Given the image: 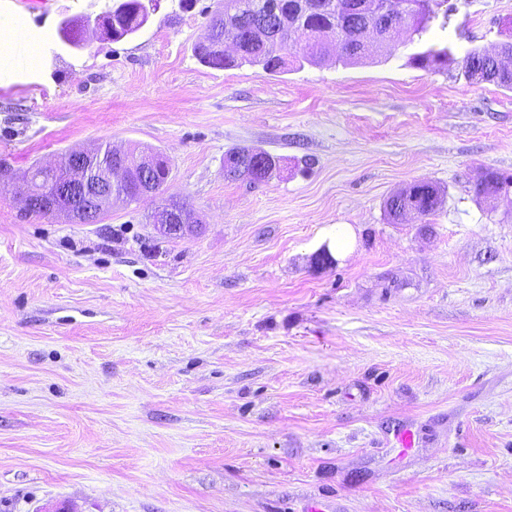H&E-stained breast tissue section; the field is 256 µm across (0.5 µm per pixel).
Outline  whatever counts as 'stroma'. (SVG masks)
I'll use <instances>...</instances> for the list:
<instances>
[{"label":"stroma","instance_id":"obj_1","mask_svg":"<svg viewBox=\"0 0 512 512\" xmlns=\"http://www.w3.org/2000/svg\"><path fill=\"white\" fill-rule=\"evenodd\" d=\"M114 3L0 0V32L42 46L40 67L0 65V165L152 147L199 225L161 235L157 195L96 224L26 219L0 189V501L512 512V194L474 195L482 170L512 174V90L408 65L405 31L353 66L214 69L194 47L218 0L64 46L61 19ZM510 34L512 0H448L422 40L460 57ZM241 149L278 173L225 180ZM416 180L442 188L435 213L391 223Z\"/></svg>","mask_w":512,"mask_h":512}]
</instances>
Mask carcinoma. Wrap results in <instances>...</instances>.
<instances>
[{
  "mask_svg": "<svg viewBox=\"0 0 512 512\" xmlns=\"http://www.w3.org/2000/svg\"><path fill=\"white\" fill-rule=\"evenodd\" d=\"M231 6L232 13L217 12L211 19V29L218 31L224 39L200 42L194 47L195 55L204 65L229 69L245 64L260 65L271 73L288 71L286 53L295 51V62L318 65L333 55L336 48L333 39L323 34L330 25L334 11L331 0H310L308 12L301 15V29L284 32L272 20L270 4L276 3L280 13L295 17L299 12L297 0H225ZM363 0H349V15L346 27V41L336 61L344 66L354 65L366 57L368 49L363 40L368 27L380 24L375 14H365L361 9ZM406 8L412 14L411 30L422 37L430 24L438 18L441 7L447 0H405ZM148 22V16L142 0H119L112 11V39L121 40L141 30ZM408 63L421 69H442L452 63L458 65L457 76L469 82H486L499 87L512 89V71H496L484 56V51L473 48L465 52L459 60L453 57L451 47L430 45L408 55ZM147 154L157 158L156 178L159 187L166 185L169 165L167 158L158 150H132L130 156ZM257 154L249 150H234L224 156V178L238 180L246 175L254 182L269 180L276 167L270 165L255 169ZM512 191V176L497 170L487 169L481 174L476 186L477 197L484 200L506 196ZM440 188L422 180L416 186V192L406 195L394 206H386L389 217L398 221L403 211L416 208L424 216L435 212V198Z\"/></svg>",
  "mask_w": 512,
  "mask_h": 512,
  "instance_id": "1",
  "label": "carcinoma"
}]
</instances>
